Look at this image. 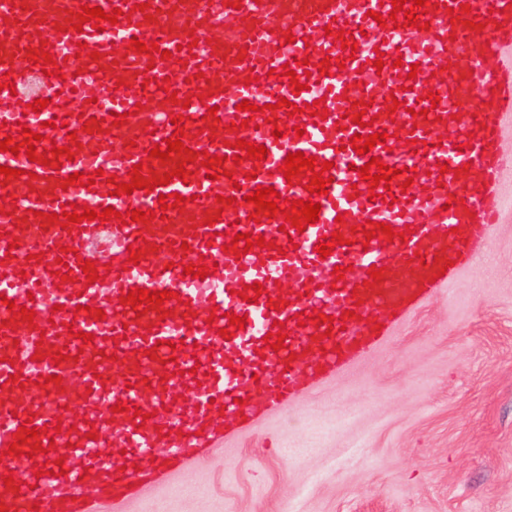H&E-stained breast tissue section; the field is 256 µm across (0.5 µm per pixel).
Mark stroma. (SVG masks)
<instances>
[{"label":"stroma","mask_w":512,"mask_h":512,"mask_svg":"<svg viewBox=\"0 0 512 512\" xmlns=\"http://www.w3.org/2000/svg\"><path fill=\"white\" fill-rule=\"evenodd\" d=\"M96 512H512V218L356 365Z\"/></svg>","instance_id":"35a3bbf8"}]
</instances>
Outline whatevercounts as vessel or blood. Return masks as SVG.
Masks as SVG:
<instances>
[{
    "instance_id": "vessel-or-blood-1",
    "label": "vessel or blood",
    "mask_w": 512,
    "mask_h": 512,
    "mask_svg": "<svg viewBox=\"0 0 512 512\" xmlns=\"http://www.w3.org/2000/svg\"><path fill=\"white\" fill-rule=\"evenodd\" d=\"M138 2L0 0V82L13 83L0 89V141H22L25 126L43 132L38 152L57 145L73 155L54 168L0 152V166L35 175L30 184L11 179L0 185V478L10 473L19 483L12 490L0 481V502L9 512H94L101 500L127 496L146 478L166 477L230 434L285 409L376 346L383 338L377 325L392 327L446 285L470 263L490 226L512 214L502 184V140L512 126V0H438L439 11L418 17L429 23L426 31L376 23L374 13L390 14V0H241L236 9L226 0H149L144 12ZM463 4L486 20V28L478 32L450 20L449 9ZM84 6L122 14L103 31L89 23L70 29ZM341 29L354 35L356 53L342 50ZM287 32L294 42H285ZM43 38L62 77L44 76L28 57V48ZM134 38L157 43L170 60L130 50ZM327 56L344 58V66L334 64L325 75L300 64L306 57L316 66ZM378 58L380 70L373 66ZM284 64L294 66L304 85L300 94H293L288 78L270 76ZM163 78L169 81L164 92L157 86ZM170 91L175 101L167 100ZM431 92L440 103L431 104ZM22 95L48 105L37 113L20 111ZM282 97L297 104L299 114L287 116L277 105ZM470 97L477 111L462 110ZM318 99L326 117L305 112ZM245 100L265 105V112L245 115L238 109ZM396 100L402 108L387 117ZM361 101L368 102L367 112H359ZM116 113L122 125H114ZM357 115L362 124H354ZM175 116L184 120V146L224 156L225 176L211 180L207 168L195 164L184 179L114 195L115 182L128 181L134 165H142L148 179L169 177L181 163L175 152L164 161L148 154L174 133ZM247 116L252 128L236 131ZM88 117L101 120V127L84 130ZM209 125L214 131L208 135ZM357 133L388 139L359 155L349 147ZM240 139L265 146V160L234 166L233 143ZM298 151L331 162L327 194L311 196L280 173L286 156ZM374 156L413 170L408 189L394 177L393 204L370 201L358 173ZM443 163L448 173H441ZM250 171L255 179H247ZM76 172L96 173L94 185H66ZM261 185L285 199H317V222L300 233L284 228L280 217L249 220L254 206L246 196ZM171 193L186 197L182 210H161L160 196ZM225 197L239 198L238 207L223 206ZM69 202L98 212L161 210L165 217L126 226L116 219L64 228L46 223V215L61 213ZM369 221L407 237L365 239L359 227ZM335 231L342 245L320 257L317 244ZM245 232L275 241L282 254L256 248L238 258L226 251L231 236ZM146 242L154 251L130 264L129 246ZM40 252L45 258L38 264L33 256ZM86 259L99 266L90 285L83 282ZM199 263L211 266V274H184L185 265ZM338 265L346 269L339 281L332 275ZM373 266L382 279L371 284ZM64 273L69 281H61ZM256 282L265 288L258 300L241 299L242 286ZM136 287L179 297L165 301V314L139 315L121 301ZM280 296L288 305L277 311L272 303ZM11 301L35 310L34 323L10 325ZM92 307L105 310V320L90 317ZM232 313L246 323L225 339L219 331L230 328ZM318 314L334 316L330 337L316 328ZM302 315L308 318L303 327ZM278 321L286 334L280 351L264 341ZM85 333L90 343H83ZM54 350L65 351L61 364L50 362ZM13 379L18 385L12 389ZM118 404L126 412L112 413ZM27 420L40 428L37 441L47 453L6 454ZM93 430L94 440L88 437ZM58 458L65 475H41L43 463Z\"/></svg>"
}]
</instances>
